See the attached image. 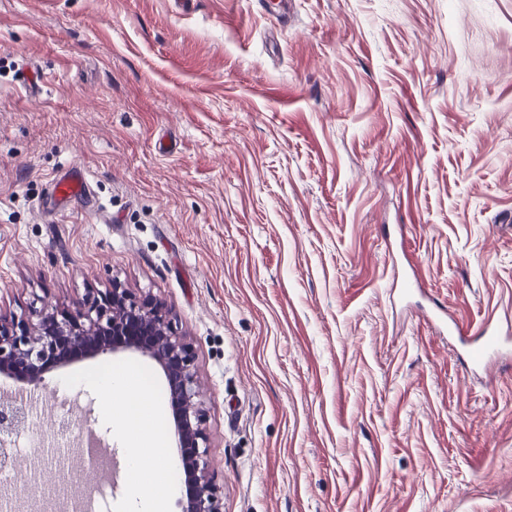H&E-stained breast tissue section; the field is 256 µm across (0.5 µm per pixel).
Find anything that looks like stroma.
<instances>
[{"label":"stroma","instance_id":"1","mask_svg":"<svg viewBox=\"0 0 512 512\" xmlns=\"http://www.w3.org/2000/svg\"><path fill=\"white\" fill-rule=\"evenodd\" d=\"M90 193L57 209L50 182ZM162 304L223 512H512V0H0V318ZM74 424L126 450L83 375ZM85 467L20 459L19 512ZM50 192L54 200L61 204H71L81 200L89 192L88 183L80 171L55 176L50 183ZM511 328V324L509 325L508 322L504 328L493 323L492 319L480 324L474 332L475 342L470 344L467 350L469 363L474 366L485 365L490 358L511 347Z\"/></svg>","mask_w":512,"mask_h":512}]
</instances>
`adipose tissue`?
Instances as JSON below:
<instances>
[{"label":"adipose tissue","mask_w":512,"mask_h":512,"mask_svg":"<svg viewBox=\"0 0 512 512\" xmlns=\"http://www.w3.org/2000/svg\"><path fill=\"white\" fill-rule=\"evenodd\" d=\"M87 380L95 385L103 398L114 426L119 427L127 450V498L131 512H167V497L156 490L166 483L167 468L162 461L161 441L151 427L163 414V406L152 391L134 389L133 377L125 371L109 374L93 372ZM137 390L142 413L128 418L121 404L130 390Z\"/></svg>","instance_id":"1"}]
</instances>
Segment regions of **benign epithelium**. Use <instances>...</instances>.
Wrapping results in <instances>:
<instances>
[{"instance_id":"1","label":"benign epithelium","mask_w":512,"mask_h":512,"mask_svg":"<svg viewBox=\"0 0 512 512\" xmlns=\"http://www.w3.org/2000/svg\"><path fill=\"white\" fill-rule=\"evenodd\" d=\"M125 322L153 340L146 344L109 341L110 331ZM61 340L90 358L132 352L148 357L160 367L175 409L172 436L178 462L192 479L181 512H223L220 490L210 471V442L193 355L159 311L114 287L96 297L86 295L73 300L60 319L46 317L33 327L22 321L0 322V374L16 377L33 390L46 389L47 369L52 367V361L58 360L60 367L68 364L57 359ZM27 419L24 401L1 398L0 440L4 442L24 430Z\"/></svg>"}]
</instances>
